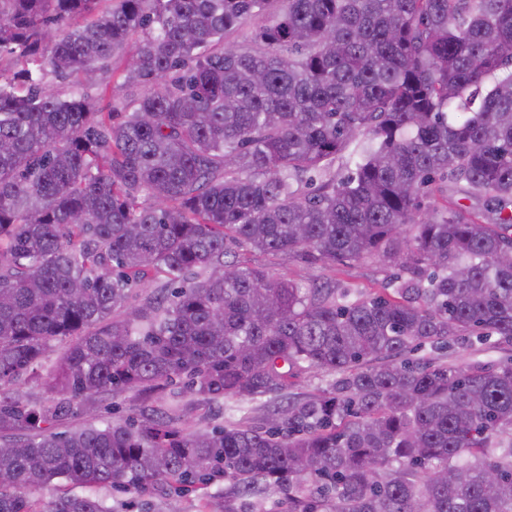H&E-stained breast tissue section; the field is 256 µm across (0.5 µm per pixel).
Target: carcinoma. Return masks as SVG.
<instances>
[{
	"label": "carcinoma",
	"mask_w": 512,
	"mask_h": 512,
	"mask_svg": "<svg viewBox=\"0 0 512 512\" xmlns=\"http://www.w3.org/2000/svg\"><path fill=\"white\" fill-rule=\"evenodd\" d=\"M266 18L259 47L227 40ZM120 57L144 91L114 105ZM5 60L34 69L0 73V512H42L27 491L56 481L222 483L224 512L271 491L284 512H512V360L406 358L512 347V0H0ZM239 247L396 272L302 285ZM38 367L53 397L3 391ZM308 370L334 380L264 426H174L187 394ZM177 379L168 408L93 423L99 395ZM73 410L87 423L55 432ZM47 512L114 510L63 492ZM495 341L496 337L493 336L481 344L473 337L471 341L463 342L462 340H458L451 343L448 348L440 350L426 345L422 350L411 354V357L414 359L432 358L439 362H452L456 365L473 361L496 365L510 355V352L499 349Z\"/></svg>",
	"instance_id": "1"
}]
</instances>
